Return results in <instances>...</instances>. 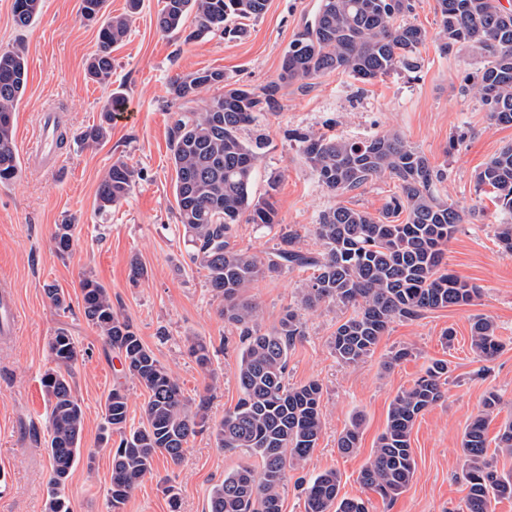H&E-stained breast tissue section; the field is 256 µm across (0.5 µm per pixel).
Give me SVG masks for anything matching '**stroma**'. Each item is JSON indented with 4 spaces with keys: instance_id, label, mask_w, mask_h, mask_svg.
<instances>
[{
    "instance_id": "obj_1",
    "label": "stroma",
    "mask_w": 512,
    "mask_h": 512,
    "mask_svg": "<svg viewBox=\"0 0 512 512\" xmlns=\"http://www.w3.org/2000/svg\"><path fill=\"white\" fill-rule=\"evenodd\" d=\"M414 4L410 20L427 33L417 72L394 73L370 84L330 73L304 88L280 86L279 109L258 115L242 129L246 141L260 135L268 141L254 171L253 194L272 198L280 222L270 228L240 223L235 246L251 254L269 252L292 228L304 250L320 252L314 226L322 211L343 204L376 215L396 190L395 180L385 178L343 195L329 191L289 130L354 139L393 130L432 165L446 169L438 196L470 210L448 243V269L480 293L467 306L395 320L373 353L350 366L332 350L334 332L348 309L331 304L304 311L305 334L288 353L287 381L322 385L323 427L314 452L287 474L283 512H305L300 481L329 469L342 476L341 495L366 499L369 512H464L468 489L460 444L466 426L490 391L500 398V413L489 435L497 434L501 420L512 418V254L500 249L495 236L503 214L476 187L484 164L512 145V125L492 121L464 81L482 68L483 59L464 47L441 52L436 0ZM12 5L13 0H0V49L24 48L28 80L13 114L18 175L0 183V288H10L18 312L13 339L0 337V472L9 482L7 494L0 495V512H45L50 406L42 377L54 367L48 339L60 328L80 348L69 380L84 411L81 453L94 457L93 465L73 469L65 493L71 512H110L112 455L101 441L106 396L115 382H124L128 425L135 428L148 392L125 377L120 356L104 347L86 321L80 281L89 275L108 289L114 309L134 325L186 397L210 395V413L217 419L235 407L243 344L220 316L206 271L188 256L170 161L172 128L187 105L174 100L170 88L175 79L201 69L221 70L226 82L258 92L278 84L288 45L317 0H267L260 17L240 20V32L213 31L189 44L162 33L156 25L158 0H143L126 39L112 54V79L106 85L86 73L98 49L99 25L82 18L81 0H40L37 17L25 28L16 26ZM115 93L124 106L107 138L83 143L81 134L98 123L103 104ZM47 115L65 143L52 150L50 159L26 161ZM118 159L134 168L136 185L122 204L98 213L99 183ZM65 219L74 224V244L63 256L53 235ZM135 260L147 270L139 280L131 273ZM310 276L296 269L249 288L259 307L260 331L278 327ZM49 285L64 294L65 308L52 304L45 292ZM478 316L493 318L504 345L490 361L471 348V325ZM449 330L454 336L448 341ZM195 336L211 345L210 371L198 367L188 352ZM402 348L410 349V356L388 364L392 352ZM434 359L446 360L451 373L444 397L417 418L412 430L417 476L397 500H383L361 487L359 472L386 426L391 401ZM355 416L363 420L360 447L344 455L337 439ZM249 461L247 453L218 448L209 433H200L190 439L180 466L157 462L122 512H170L169 484L176 488L180 512H207L212 489Z\"/></svg>"
}]
</instances>
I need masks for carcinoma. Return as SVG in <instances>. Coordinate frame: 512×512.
Here are the masks:
<instances>
[{"instance_id":"carcinoma-1","label":"carcinoma","mask_w":512,"mask_h":512,"mask_svg":"<svg viewBox=\"0 0 512 512\" xmlns=\"http://www.w3.org/2000/svg\"><path fill=\"white\" fill-rule=\"evenodd\" d=\"M267 0H161L158 28L185 34L190 42L224 27L230 16L256 18ZM441 17V49L467 45L485 60L472 83L489 116L498 124L512 125V10L502 0H436ZM141 0H127V12L105 19L99 30V50L88 64V75L107 84L112 78V50L128 35ZM39 11V0H14L15 23L27 27ZM414 0H320L313 21L288 46L283 60L288 71L279 83L258 93L246 86L224 83L221 70L202 69L177 79L175 98L192 100L198 89L224 85V94L203 108L183 112L171 135V161L176 178L174 195L180 223L190 245L193 264L207 271L208 283L220 299L224 323L239 331L244 344L235 379L240 391L233 410L214 422L202 400L186 399L177 380L144 344L133 324L120 317L101 283L91 276L80 282L84 316L106 348L118 353L125 373L148 391L144 422L127 429L128 397L125 385L112 386L105 402V436L120 440L112 450L109 505L121 512L130 493L153 474L163 457L177 466L185 445L200 429H211L217 447L244 449L258 458L260 469L239 466L224 476L210 494L208 512H282V490L288 468L314 451L322 431V386L311 380L299 386L286 383L288 351L304 335L300 310L322 304L353 308L339 323L333 339L338 360L346 365L364 361L376 348L390 324L451 306H466L479 289L444 269L445 247L465 210L442 200L436 185L446 170L396 132L375 134L361 141L338 136L288 132L304 159L327 189L344 194L384 177L398 182L379 215L338 205L321 213L314 226L324 252L311 255L298 247L299 233L290 229L277 247L262 255L249 254L234 244L241 218L252 224H278V212L268 199L253 197L252 180L259 159V143H247L240 131L256 114L275 109L282 84L306 85L328 73H345L362 83L383 76L412 72L419 67L420 47L427 33L410 23ZM197 25L186 31L189 15ZM28 67L19 47L0 49V183L16 177L18 160L12 135L13 112L27 85ZM116 96L104 104L99 124L82 134V141L104 139L119 109ZM136 174L124 161L112 163L96 195L97 210L108 212L132 192ZM477 188L489 189L500 211L512 217V146L504 147L477 176ZM71 223L59 224L54 233L61 255L73 246ZM496 239L512 253V223L498 225ZM311 269L301 288L299 307L288 308L279 326L270 332L257 329L258 306L246 295L258 279L284 270ZM496 324L479 316L471 327L475 354L489 360L501 344ZM57 369L47 371L42 384L49 398L48 456L50 463L47 512H70L64 490L80 461L79 444L84 412L61 368L78 358L77 345L62 328L49 340ZM189 353L203 370H210L211 351L202 338H194ZM450 368L434 360L425 374L397 394L388 409L385 430L360 472L368 491L388 501L403 494L417 475L411 433L418 416L444 394ZM498 396L490 392L482 409L465 428L461 445L463 478L468 493L466 512H493L492 502L512 499V474L498 468V457L512 456V420L504 423L494 441L488 425L495 418ZM361 419L355 417L337 440L338 451L359 449ZM495 448H489V444ZM341 475L327 470L305 488L306 512H368L360 497L340 495Z\"/></svg>"}]
</instances>
